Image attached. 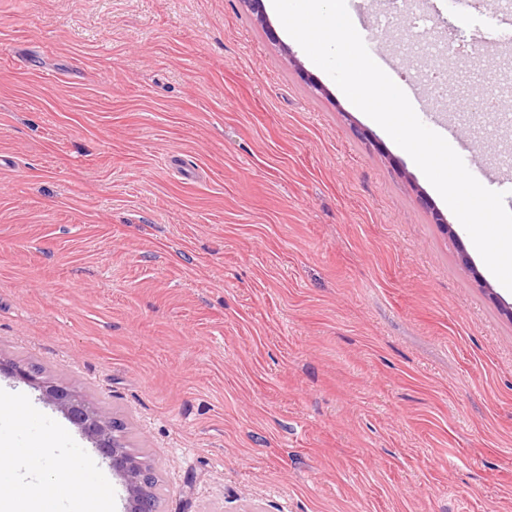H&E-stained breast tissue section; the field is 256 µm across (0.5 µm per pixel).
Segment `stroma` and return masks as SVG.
Returning a JSON list of instances; mask_svg holds the SVG:
<instances>
[{"label": "stroma", "mask_w": 512, "mask_h": 512, "mask_svg": "<svg viewBox=\"0 0 512 512\" xmlns=\"http://www.w3.org/2000/svg\"><path fill=\"white\" fill-rule=\"evenodd\" d=\"M509 57L425 110L480 137ZM0 359L124 421L159 512H512V291L245 0H0ZM0 388L26 408L0 442L95 458L124 512L94 443Z\"/></svg>", "instance_id": "1"}]
</instances>
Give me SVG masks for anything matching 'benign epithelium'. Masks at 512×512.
Segmentation results:
<instances>
[{"instance_id": "benign-epithelium-1", "label": "benign epithelium", "mask_w": 512, "mask_h": 512, "mask_svg": "<svg viewBox=\"0 0 512 512\" xmlns=\"http://www.w3.org/2000/svg\"><path fill=\"white\" fill-rule=\"evenodd\" d=\"M0 371L8 372L39 389L43 397L55 404L81 432L93 440L99 453L112 464V470L123 478L126 512H158L146 480L143 463L125 449L117 418L90 405L66 386L43 379L42 374L16 362L0 360Z\"/></svg>"}]
</instances>
